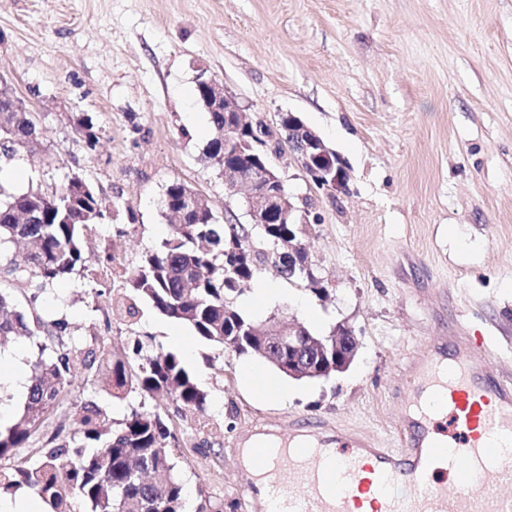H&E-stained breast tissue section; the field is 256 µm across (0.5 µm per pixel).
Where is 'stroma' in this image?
<instances>
[{"label":"stroma","instance_id":"obj_1","mask_svg":"<svg viewBox=\"0 0 512 512\" xmlns=\"http://www.w3.org/2000/svg\"><path fill=\"white\" fill-rule=\"evenodd\" d=\"M219 82L246 120L291 112L342 158L347 190L317 188L281 150L273 165L304 213L313 271L326 290L280 276L260 233L254 277L237 306L273 328L293 319L320 335L341 325L359 341L349 369L327 380H287V399L245 387L262 357L203 342L143 306L126 325L106 316L129 270L170 231L160 208L180 180L208 199L224 224H249L247 200L201 158L210 136L198 74ZM20 99L44 136L35 152L0 162V190L49 193L86 176L105 201L130 206L87 236L111 256L47 288L0 280L26 317L66 322V345L138 335L176 353L208 394L206 425L169 404L179 435L170 454L186 512L201 496L224 512H249L237 443L268 420L346 426L397 447L400 369L441 335L449 310L486 336L512 378V0H0V88ZM98 130L85 151L73 118ZM278 297L255 303L259 285ZM36 340L0 344V423L23 409L8 377L29 378ZM101 399L93 374L1 467L32 461L53 435L69 439L78 406Z\"/></svg>","mask_w":512,"mask_h":512}]
</instances>
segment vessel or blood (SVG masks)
Masks as SVG:
<instances>
[{
    "label": "vessel or blood",
    "mask_w": 512,
    "mask_h": 512,
    "mask_svg": "<svg viewBox=\"0 0 512 512\" xmlns=\"http://www.w3.org/2000/svg\"><path fill=\"white\" fill-rule=\"evenodd\" d=\"M458 313L403 372L398 448L328 425L251 428L242 491L254 512H512V378ZM294 472L293 483L281 479Z\"/></svg>",
    "instance_id": "b4317fda"
}]
</instances>
